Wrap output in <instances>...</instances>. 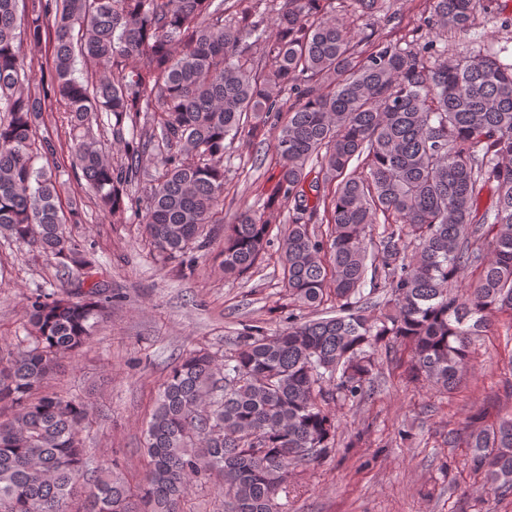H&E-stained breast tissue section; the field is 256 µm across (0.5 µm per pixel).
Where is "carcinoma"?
I'll return each mask as SVG.
<instances>
[{
	"label": "carcinoma",
	"mask_w": 512,
	"mask_h": 512,
	"mask_svg": "<svg viewBox=\"0 0 512 512\" xmlns=\"http://www.w3.org/2000/svg\"><path fill=\"white\" fill-rule=\"evenodd\" d=\"M272 2L0 0V235L66 276L59 289L31 293L26 336L0 345V406L11 410L0 419V512H180L197 486L214 488L231 512H277L288 470L336 450L327 406L368 396L392 345L410 350L409 380L450 392L472 336L495 317L512 321V62L441 45L479 16L496 21L493 0H429L404 47L350 32L352 14L391 21L389 0ZM47 41L46 89L30 79L27 53ZM80 58L98 65L96 77L76 75ZM51 98L70 115L71 172L105 213L133 202L160 130L158 175L137 210L157 261L178 258L191 273L195 253L222 233L224 276L251 277L275 211L288 208L283 281L315 312L288 316L274 336L244 326L220 361L205 348L181 356L158 390L145 431L150 468L134 489L85 447L86 403L44 391L112 309L94 280V248L67 231L80 202L64 210L65 182L37 164L54 151L38 136ZM104 113L118 165L94 132ZM263 130L276 190L263 211L226 224V138ZM488 190L495 200L483 210ZM466 272L475 279L464 288ZM327 301L331 315H317ZM465 445L470 470L511 494L512 414L472 415Z\"/></svg>",
	"instance_id": "obj_1"
}]
</instances>
